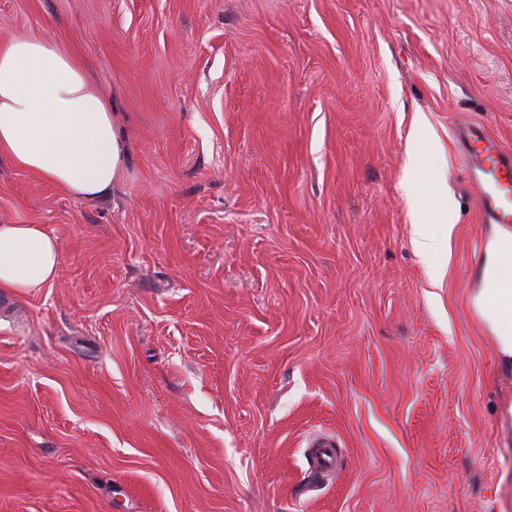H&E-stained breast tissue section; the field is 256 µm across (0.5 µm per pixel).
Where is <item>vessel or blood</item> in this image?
<instances>
[{
  "mask_svg": "<svg viewBox=\"0 0 512 512\" xmlns=\"http://www.w3.org/2000/svg\"><path fill=\"white\" fill-rule=\"evenodd\" d=\"M457 139L482 223L512 232V150L504 148L481 122L466 124ZM337 463L334 439L321 438L312 458L314 471L335 469Z\"/></svg>",
  "mask_w": 512,
  "mask_h": 512,
  "instance_id": "1",
  "label": "vessel or blood"
}]
</instances>
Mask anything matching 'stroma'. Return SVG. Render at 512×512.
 Segmentation results:
<instances>
[{
    "label": "stroma",
    "instance_id": "35a3bbf8",
    "mask_svg": "<svg viewBox=\"0 0 512 512\" xmlns=\"http://www.w3.org/2000/svg\"><path fill=\"white\" fill-rule=\"evenodd\" d=\"M25 37L80 60L128 155L94 199L0 159V224L61 255L0 289V512H512L455 139L512 149V0H0ZM413 225V245L424 261L429 264L433 274L438 276L440 270L433 265V260L441 251L443 244L428 231L424 223L415 222ZM335 441L331 437H322L317 443V448L312 458L315 472L334 470L338 459L336 455Z\"/></svg>",
    "mask_w": 512,
    "mask_h": 512
}]
</instances>
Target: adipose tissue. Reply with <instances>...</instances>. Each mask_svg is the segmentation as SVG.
<instances>
[{
  "instance_id": "ef3b65f1",
  "label": "adipose tissue",
  "mask_w": 512,
  "mask_h": 512,
  "mask_svg": "<svg viewBox=\"0 0 512 512\" xmlns=\"http://www.w3.org/2000/svg\"><path fill=\"white\" fill-rule=\"evenodd\" d=\"M0 157L79 198L112 191L126 158L112 104L78 60L41 38L0 42ZM60 255L38 224H0V288L53 283ZM472 306L512 365V287L475 289Z\"/></svg>"
}]
</instances>
